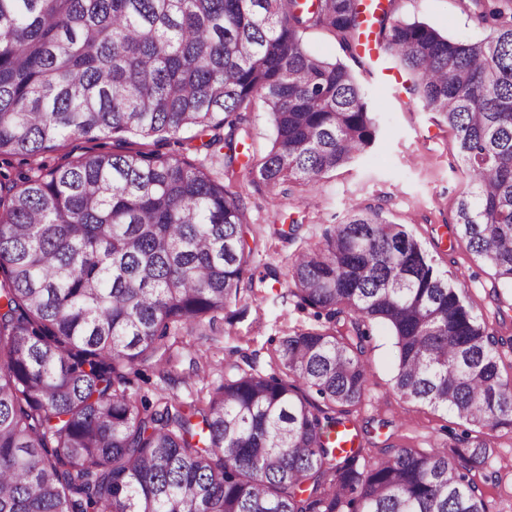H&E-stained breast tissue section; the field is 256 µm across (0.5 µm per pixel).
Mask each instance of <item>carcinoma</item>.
I'll return each instance as SVG.
<instances>
[{"label":"carcinoma","instance_id":"1","mask_svg":"<svg viewBox=\"0 0 512 512\" xmlns=\"http://www.w3.org/2000/svg\"><path fill=\"white\" fill-rule=\"evenodd\" d=\"M363 0H0V512H495L477 481L512 433L503 339L403 224L351 209L288 276L319 327L281 341L285 377L244 373L200 406L127 392L179 328H201L252 282L254 177L313 187L375 142L353 66ZM376 49L452 133L468 191L448 229L512 287V14L476 42L394 16ZM321 29L345 59L313 54ZM260 100L266 155L245 142ZM193 132L189 137L182 133ZM176 140L184 154L66 141ZM224 153V181L188 154ZM394 339L392 390L471 429L430 453L332 441L367 395L372 325Z\"/></svg>","mask_w":512,"mask_h":512}]
</instances>
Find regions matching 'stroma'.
Returning <instances> with one entry per match:
<instances>
[{
  "label": "stroma",
  "instance_id": "1",
  "mask_svg": "<svg viewBox=\"0 0 512 512\" xmlns=\"http://www.w3.org/2000/svg\"><path fill=\"white\" fill-rule=\"evenodd\" d=\"M397 16L428 22L454 39L475 41L487 34L472 0H398ZM356 76L380 114L372 148L313 188L294 182L272 186L237 172L233 186L245 206L254 290L218 315L206 335L184 328L166 338L158 364L130 373V393L153 402L192 403L208 399L225 377L243 370L278 375L284 334L316 323L312 310L290 292L288 265L357 206H382L390 221L406 225L440 270L454 277L467 273L468 300L490 328L512 338V288L493 291V270L476 260L466 241L444 235L465 187L452 134L410 101L401 84H383L373 69H357ZM366 359L368 397L353 418L359 426L369 419L382 424L372 457L390 445L427 453L465 430L453 413L406 403L392 391L396 348L383 328L374 329ZM490 470L497 481L486 485L487 497L502 512H512V434L499 439Z\"/></svg>",
  "mask_w": 512,
  "mask_h": 512
}]
</instances>
